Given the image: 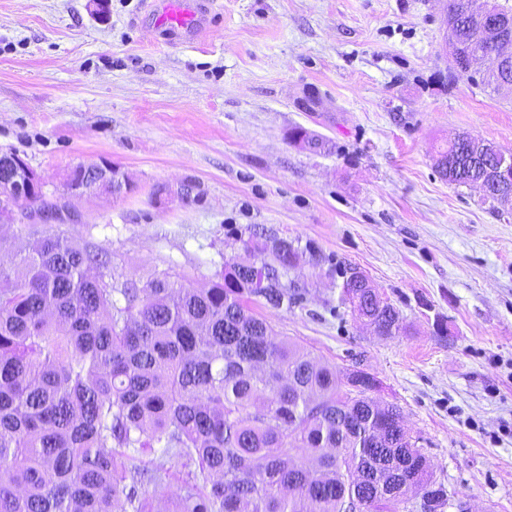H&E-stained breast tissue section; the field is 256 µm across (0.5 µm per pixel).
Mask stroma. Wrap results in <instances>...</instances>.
<instances>
[{"mask_svg":"<svg viewBox=\"0 0 512 512\" xmlns=\"http://www.w3.org/2000/svg\"><path fill=\"white\" fill-rule=\"evenodd\" d=\"M145 3L0 0V152L128 276L195 286L250 260L245 241L301 247L286 279L302 302L256 314L375 375L471 512H512V205L434 170L463 133L512 152V91L449 79L448 0H218L192 43L149 32ZM297 126L322 148L291 142ZM81 165L130 187L71 198ZM348 264L399 333L340 305Z\"/></svg>","mask_w":512,"mask_h":512,"instance_id":"1","label":"stroma"}]
</instances>
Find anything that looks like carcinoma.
<instances>
[{
	"mask_svg": "<svg viewBox=\"0 0 512 512\" xmlns=\"http://www.w3.org/2000/svg\"><path fill=\"white\" fill-rule=\"evenodd\" d=\"M452 75L493 48L457 27ZM0 260V512H398L412 488L448 495L403 427L366 448L399 410L277 335L250 307L301 301L282 281L299 251L244 243L256 271L224 265L188 288L172 269L115 272L112 252L56 224H26ZM342 301L393 336L400 315L367 302L351 275ZM183 468L172 483L167 463Z\"/></svg>",
	"mask_w": 512,
	"mask_h": 512,
	"instance_id": "obj_1",
	"label": "carcinoma"
}]
</instances>
